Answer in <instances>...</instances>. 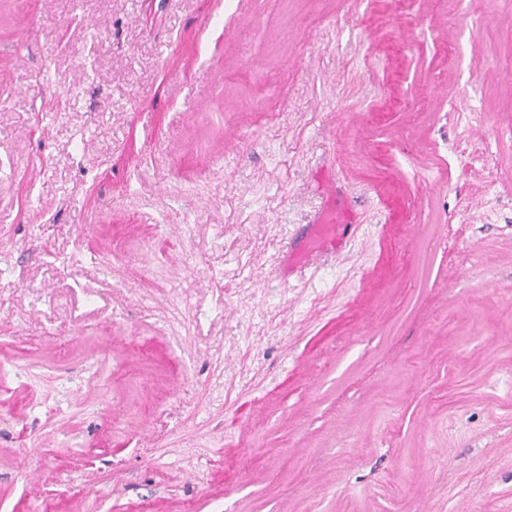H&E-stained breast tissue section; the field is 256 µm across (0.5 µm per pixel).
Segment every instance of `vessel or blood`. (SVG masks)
<instances>
[{
    "label": "vessel or blood",
    "instance_id": "1",
    "mask_svg": "<svg viewBox=\"0 0 512 512\" xmlns=\"http://www.w3.org/2000/svg\"><path fill=\"white\" fill-rule=\"evenodd\" d=\"M349 221L350 216L346 211L331 206L324 208L301 236L289 240L287 269H303L312 265L322 254L341 251Z\"/></svg>",
    "mask_w": 512,
    "mask_h": 512
}]
</instances>
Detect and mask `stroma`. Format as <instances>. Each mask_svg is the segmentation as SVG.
<instances>
[{
    "label": "stroma",
    "mask_w": 512,
    "mask_h": 512,
    "mask_svg": "<svg viewBox=\"0 0 512 512\" xmlns=\"http://www.w3.org/2000/svg\"><path fill=\"white\" fill-rule=\"evenodd\" d=\"M0 512H512V0H0ZM350 215L341 209L327 206L307 224L303 234L288 241L286 273L312 265L325 253L342 250L345 243L344 233L350 222Z\"/></svg>",
    "instance_id": "1"
}]
</instances>
